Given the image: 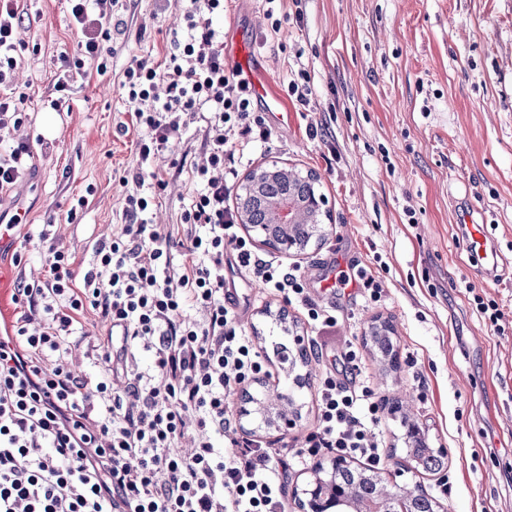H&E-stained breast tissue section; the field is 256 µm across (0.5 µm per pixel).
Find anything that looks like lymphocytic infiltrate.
<instances>
[{
    "label": "lymphocytic infiltrate",
    "instance_id": "lymphocytic-infiltrate-1",
    "mask_svg": "<svg viewBox=\"0 0 512 512\" xmlns=\"http://www.w3.org/2000/svg\"><path fill=\"white\" fill-rule=\"evenodd\" d=\"M19 0H0V86L17 66ZM84 38L76 55H60L56 91L71 69L101 59L112 0H70ZM224 0H190L185 40L173 41L162 65L134 60L124 72L128 99L146 134L127 191L124 224L97 240L94 259L74 287L71 255L41 225L48 276L18 280L12 300L25 313L0 330V512H285L290 469L326 453L372 467L386 458L378 431L380 403L364 384L325 374L317 391V425L297 449L272 448L238 433L230 402L265 371L253 339L224 299V259L248 281L300 303L318 330L336 313L313 301L297 269L260 256L238 231L228 199L237 170L231 137L262 141L273 129L252 110V84L224 60L214 21ZM164 94H157V87ZM203 120L201 184L176 233L160 236L147 219L155 198L146 181L166 184L150 161L171 137ZM107 323L88 356L99 376L75 375L67 338L85 310ZM150 354L151 367L140 357ZM191 453H182L183 438Z\"/></svg>",
    "mask_w": 512,
    "mask_h": 512
}]
</instances>
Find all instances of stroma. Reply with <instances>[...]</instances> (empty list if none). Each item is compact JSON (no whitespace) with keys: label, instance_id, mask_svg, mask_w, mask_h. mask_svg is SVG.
Segmentation results:
<instances>
[{"label":"stroma","instance_id":"stroma-1","mask_svg":"<svg viewBox=\"0 0 512 512\" xmlns=\"http://www.w3.org/2000/svg\"><path fill=\"white\" fill-rule=\"evenodd\" d=\"M112 2L117 25L102 51L108 71L98 75L91 61L74 71L58 110L50 105L58 58L76 54L83 38L68 0H21L26 15L15 34L14 88L26 113L19 134L33 140V159L31 171L0 192V212L54 223L78 272L91 263L94 243L122 224L119 178L139 165L124 71L133 58L162 57L186 6ZM223 26L228 43L237 27L250 32L249 54L261 58L267 81L254 110L275 131L273 141L253 142L235 183L274 162L317 174L325 238L287 263L337 317L335 327L315 331L299 304L250 284L240 326L272 371L259 388L294 393L298 418L288 434L258 426L238 394L240 434L277 448L300 443L317 422L315 381L326 365L312 362V382L294 386L271 345L283 311L290 336H317L328 351L354 343V377L383 401L408 397L430 447L447 451L439 473L405 471L403 431L382 411L379 427L393 450L382 466L387 477L420 485L438 512H512V0H228ZM300 79L310 88L303 103L287 94ZM203 140L204 125L195 123L154 161L168 181L152 215L160 233L179 223L197 189L192 170L205 159ZM83 195L87 205L67 220ZM468 224L483 225L498 245L496 272L474 261L462 238ZM332 266L353 282L327 286ZM46 271L38 238L0 246V324L18 316L17 276L42 279ZM368 276L381 290L379 302L362 298ZM477 295L498 304L499 327L480 317ZM382 321L394 328V369L370 348L371 327ZM81 323L70 339L73 365L91 375L85 354L105 323L92 310Z\"/></svg>","mask_w":512,"mask_h":512}]
</instances>
